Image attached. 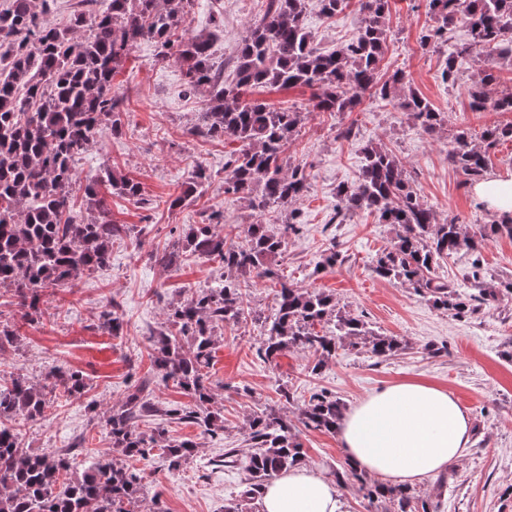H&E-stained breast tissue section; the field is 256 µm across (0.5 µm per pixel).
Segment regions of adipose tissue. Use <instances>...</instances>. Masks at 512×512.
<instances>
[{"label": "adipose tissue", "instance_id": "obj_1", "mask_svg": "<svg viewBox=\"0 0 512 512\" xmlns=\"http://www.w3.org/2000/svg\"><path fill=\"white\" fill-rule=\"evenodd\" d=\"M468 415L445 390L421 383L382 389L349 410L339 437L357 470L411 483L443 472L468 448ZM261 512H344L334 479L302 466L262 491Z\"/></svg>", "mask_w": 512, "mask_h": 512}]
</instances>
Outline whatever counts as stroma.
<instances>
[{"instance_id": "stroma-1", "label": "stroma", "mask_w": 512, "mask_h": 512, "mask_svg": "<svg viewBox=\"0 0 512 512\" xmlns=\"http://www.w3.org/2000/svg\"><path fill=\"white\" fill-rule=\"evenodd\" d=\"M264 9V0H196L185 29L191 36H211L216 62L228 65L247 27ZM307 24L316 47L329 53L355 36L360 15L350 6L327 19L317 0H308ZM386 24L382 66L390 74L401 72L403 85L385 101L362 93L356 110L344 115L310 114L288 145V161L305 168L308 188L299 203L302 230L289 235L280 269L302 287L333 294L341 310L363 319L375 332L402 339L404 351L376 358L342 350L321 367L311 354L286 351L267 362L257 353L262 340L257 322L218 329L209 369L211 409L223 419L224 432L212 438L196 425L169 423L171 438L198 445L177 470L168 469L155 451L144 459L119 458V465L141 477L144 493L135 512H224L247 476V419L268 407L292 424L308 467L331 474L343 464L344 451L338 434L303 426L301 413L310 395L324 390L350 408L380 388L410 382L446 390L472 422L471 445L449 463L444 486L432 478L413 483L415 496L437 504V512H512V294L477 305L468 317H454L407 285L375 276L377 257L395 238L393 226L366 212L335 216L338 187L356 185L362 150L373 145L398 156L439 221L453 218L468 229L491 223L493 214L449 163L448 151L457 131L479 140L486 127L512 123V112H474L469 107L467 90L492 65L489 57L460 60L455 82L443 81L444 54L420 43L432 25L425 0H391ZM115 87L125 111L121 134H104L74 167L83 181L114 168L141 183L145 205L106 196L109 219L129 227L130 235L113 243L110 267L79 274L69 287L45 290L37 321L22 322L15 300L0 295V321L18 323L22 336L21 344L0 350V383L18 375L38 383L53 366L80 370L87 379L84 395L54 397L49 422L19 428L23 447L67 452L80 468L90 464L93 449L110 445L103 412L118 408L141 381H148L152 403L190 401L173 381L156 374L150 337L165 328L169 305L183 300L188 288L214 286L224 270L197 256L165 266L160 256L168 242L204 223L216 206L224 211L225 232L232 239L245 225L259 221L277 228L284 220L278 212L254 214L244 202L225 195L224 164L234 145L192 134L207 93H187L179 63L158 62L155 45L139 42ZM411 90L441 112L443 122L435 134L423 132L400 108V98ZM347 126L353 129L351 139H340L339 130ZM199 164L211 173L210 185L200 197L168 209L169 196L180 192ZM332 247L342 255V265L313 274ZM482 256L485 285L512 278V238L490 237ZM112 302L122 323L114 335L99 327L101 312ZM229 448L237 451L230 467L224 464Z\"/></svg>"}]
</instances>
